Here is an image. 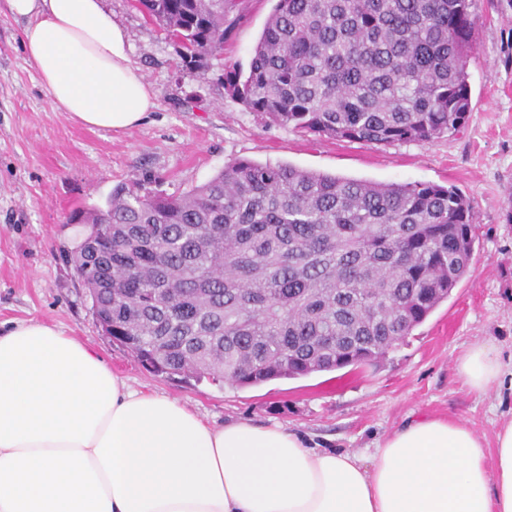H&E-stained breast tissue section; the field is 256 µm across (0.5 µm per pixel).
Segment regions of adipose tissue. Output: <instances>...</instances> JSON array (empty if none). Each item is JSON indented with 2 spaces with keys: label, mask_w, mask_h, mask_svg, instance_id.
Returning <instances> with one entry per match:
<instances>
[{
  "label": "adipose tissue",
  "mask_w": 512,
  "mask_h": 512,
  "mask_svg": "<svg viewBox=\"0 0 512 512\" xmlns=\"http://www.w3.org/2000/svg\"><path fill=\"white\" fill-rule=\"evenodd\" d=\"M6 2L53 111L119 132L157 108L104 0ZM457 370L483 393L512 357L479 343ZM0 512H512V420L489 449L464 422L412 418L367 461L280 424L211 425L28 320L0 330Z\"/></svg>",
  "instance_id": "ef3b65f1"
}]
</instances>
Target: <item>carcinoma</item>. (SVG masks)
Returning a JSON list of instances; mask_svg holds the SVG:
<instances>
[{
  "mask_svg": "<svg viewBox=\"0 0 512 512\" xmlns=\"http://www.w3.org/2000/svg\"><path fill=\"white\" fill-rule=\"evenodd\" d=\"M186 68L224 50L234 0H136ZM477 0H276L232 96L265 125L431 142L470 113ZM97 320L152 372L251 387L387 357L469 273L460 190L234 159L179 196L140 184L76 217Z\"/></svg>",
  "mask_w": 512,
  "mask_h": 512,
  "instance_id": "carcinoma-1",
  "label": "carcinoma"
}]
</instances>
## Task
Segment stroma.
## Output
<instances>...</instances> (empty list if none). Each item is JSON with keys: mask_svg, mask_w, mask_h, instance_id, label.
Returning <instances> with one entry per match:
<instances>
[{"mask_svg": "<svg viewBox=\"0 0 512 512\" xmlns=\"http://www.w3.org/2000/svg\"><path fill=\"white\" fill-rule=\"evenodd\" d=\"M127 31L131 60L157 96L142 123L114 134L52 111L18 40L22 24L0 0V326L29 319L87 343L132 387L179 401L218 425L278 422L312 447L371 456L376 439L411 416L465 422L486 445L512 418V390L471 391L456 368L473 344L512 355V8L477 0L465 128L431 143L376 146L267 126L224 88L248 70L274 0H243L242 19L206 73L183 68L174 44L134 0H107ZM383 183L453 186L475 205V250L462 281L379 364L240 388L179 382L145 369L101 329L67 255L84 227L72 214L104 206L136 182L167 195L202 185L233 158Z\"/></svg>", "mask_w": 512, "mask_h": 512, "instance_id": "stroma-1", "label": "stroma"}]
</instances>
